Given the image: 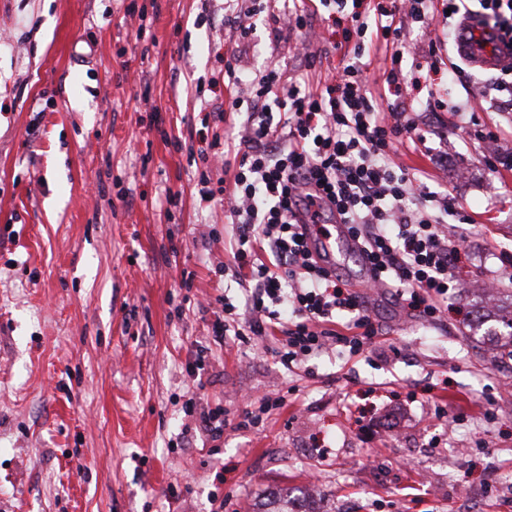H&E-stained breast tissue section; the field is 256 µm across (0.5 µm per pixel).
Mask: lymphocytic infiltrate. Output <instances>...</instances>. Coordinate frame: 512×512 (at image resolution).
Segmentation results:
<instances>
[{
	"mask_svg": "<svg viewBox=\"0 0 512 512\" xmlns=\"http://www.w3.org/2000/svg\"><path fill=\"white\" fill-rule=\"evenodd\" d=\"M464 7L465 0H376L370 9L362 0H283L273 15L282 28L305 29L323 8L346 23L333 45L339 66L315 83L276 66L248 73L227 50L223 70L210 79L229 95L212 115L210 146L218 158L233 159V174L216 179L201 171L197 202L224 204L232 234L220 271L232 273L240 292L218 297L214 342L270 341L289 370L329 350L351 357L375 351L379 328L370 309L308 242L309 227L323 235L339 217L397 304L430 322L447 312L464 255V233L446 227L458 201L396 156L401 144H427L425 112L460 109L427 74L466 77L448 60L447 36L430 37L414 59L408 32L427 33L439 10L458 16ZM381 44L385 79L377 94L365 59ZM183 412L213 441L233 424L223 407L201 406L195 395Z\"/></svg>",
	"mask_w": 512,
	"mask_h": 512,
	"instance_id": "obj_1",
	"label": "lymphocytic infiltrate"
}]
</instances>
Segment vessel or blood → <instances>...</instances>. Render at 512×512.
<instances>
[{
    "label": "vessel or blood",
    "instance_id": "1",
    "mask_svg": "<svg viewBox=\"0 0 512 512\" xmlns=\"http://www.w3.org/2000/svg\"><path fill=\"white\" fill-rule=\"evenodd\" d=\"M456 32V51L471 66L484 70L512 66V44L500 41L497 31L484 25L481 19H461ZM315 246L329 269L335 268L339 255L357 250L347 225L340 221L334 224L331 234L316 240Z\"/></svg>",
    "mask_w": 512,
    "mask_h": 512
}]
</instances>
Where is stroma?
<instances>
[{"instance_id":"stroma-1","label":"stroma","mask_w":512,"mask_h":512,"mask_svg":"<svg viewBox=\"0 0 512 512\" xmlns=\"http://www.w3.org/2000/svg\"><path fill=\"white\" fill-rule=\"evenodd\" d=\"M223 16L224 0H0V512H211L216 493L224 512H254L312 477L317 512H512V360L497 354L512 294H481L512 249V171L486 170L453 113L431 119L448 141L434 176L476 223L441 320L379 293V343L399 356L329 352L292 372L234 337L211 344L196 305L238 285L217 271L224 205L195 195L201 121L225 92L195 86L224 66ZM340 36L325 10L303 32L263 15L241 65L292 67L301 41L317 52ZM433 80L480 120L512 123ZM186 296L195 306L175 318ZM201 343L202 403L233 417L251 395L284 404L180 448Z\"/></svg>"}]
</instances>
